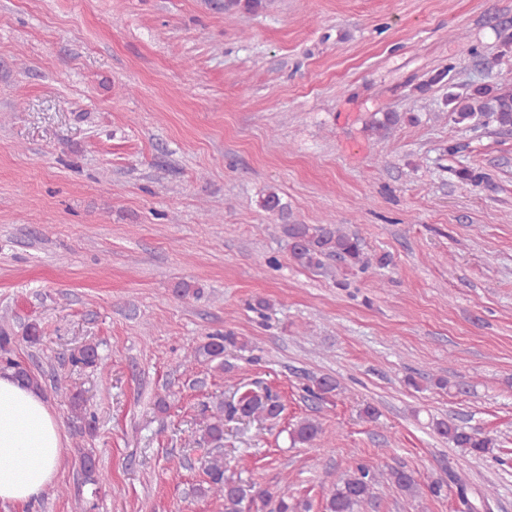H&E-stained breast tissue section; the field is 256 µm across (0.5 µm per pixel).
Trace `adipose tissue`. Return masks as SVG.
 Returning <instances> with one entry per match:
<instances>
[{"instance_id": "obj_1", "label": "adipose tissue", "mask_w": 512, "mask_h": 512, "mask_svg": "<svg viewBox=\"0 0 512 512\" xmlns=\"http://www.w3.org/2000/svg\"><path fill=\"white\" fill-rule=\"evenodd\" d=\"M65 457L60 422L43 393L0 370V500L38 502Z\"/></svg>"}]
</instances>
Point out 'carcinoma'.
<instances>
[{"label": "carcinoma", "mask_w": 512, "mask_h": 512, "mask_svg": "<svg viewBox=\"0 0 512 512\" xmlns=\"http://www.w3.org/2000/svg\"><path fill=\"white\" fill-rule=\"evenodd\" d=\"M269 0H219L218 8L224 11V17L234 19L241 15L258 14L266 10ZM453 66L442 68L415 87L419 93L429 91L436 84L448 85V95L443 100L444 108L451 112L457 124H481L493 126L501 133L512 132V71L499 73L498 82L473 86L463 93L453 91L449 74ZM414 121V117L405 112H375L366 125V130L378 139L387 138L393 130L404 122ZM262 210L283 221L279 225L283 241L288 248L292 261L303 268H322L328 259H336L349 269L366 273L371 262L366 256L361 240L347 233L338 224H290L288 223V203L283 201L278 189L270 187L260 197ZM16 342L12 330L0 326V368L11 369L22 383L37 390L42 389L40 374L30 365L19 360L13 353ZM245 349L248 341L234 336L231 332L212 334L186 352L182 366L190 370L204 358L217 363L224 369V350L226 347ZM72 365L98 369L102 366V357L96 346H81L70 354ZM340 384L330 375L309 379L304 392L311 398L325 402L336 395ZM61 398L68 401L77 419L91 428L94 415L81 405L78 396L69 395L66 388L57 387ZM284 411L279 394L268 389L245 391L236 402L218 405L212 413V421L206 429L203 440L216 448L224 446V418H242L259 422L276 421ZM437 435L448 440L455 448L464 450L474 458H484L493 452L495 439L479 428L465 427L452 420L437 419L432 422ZM323 434L320 423L304 417L292 424L288 431L291 444L309 445ZM78 465L84 484L100 485L109 482L107 473L101 471L94 455L84 451L78 455ZM205 484L197 488L202 496H211L224 500V512H307V505L297 500L284 483L274 490L263 489L239 476L226 473L224 460L214 457L206 467ZM386 482L394 486L401 494L419 497L428 492L433 497H441L449 492L457 496L464 512H478L483 509L490 512V495L483 493L473 497L471 487L459 473L448 472V481L435 479L421 485L414 474L403 468L392 467L385 472L370 464L357 463L333 485L324 498L322 512H368L376 505V487Z\"/></svg>", "instance_id": "carcinoma-1"}]
</instances>
